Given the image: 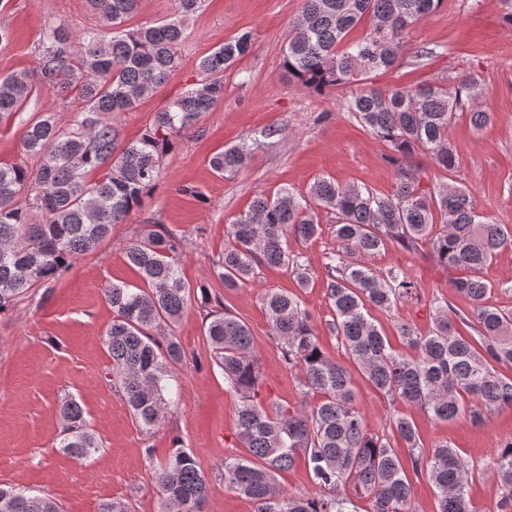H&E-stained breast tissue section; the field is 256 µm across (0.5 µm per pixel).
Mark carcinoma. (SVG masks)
<instances>
[{"label":"carcinoma","mask_w":512,"mask_h":512,"mask_svg":"<svg viewBox=\"0 0 512 512\" xmlns=\"http://www.w3.org/2000/svg\"><path fill=\"white\" fill-rule=\"evenodd\" d=\"M140 2L89 0L98 25L79 34L64 25L46 29L35 76L19 71L0 77V122L24 111L37 87L79 104L67 125L50 112L28 120L22 151L34 166L0 163V313L93 251L113 225L126 221L156 186L163 157L177 138L224 99V71L252 47L251 35L244 32L205 56L199 63L201 79L157 112L139 140L120 148L117 117L134 111L175 74L188 21L205 0H176L167 18L122 28ZM440 3L302 0L284 54L288 76L309 92L350 88L342 108L389 147L396 190L378 195L322 178L305 196L288 188L273 197L257 195L230 224L224 253L213 268L229 290L248 284L260 265L284 267L304 285L312 263L288 251V235L310 240L321 230L319 211L335 215L340 250L326 257L323 268L331 330L350 362L392 399L419 406L437 420L464 416L480 426L485 411L512 408V375L494 369L512 364V310L485 302L491 288L480 276L500 253L512 250V227L480 213L471 192L455 181L421 191L414 169L404 164L421 151L438 167L457 172L448 128L463 111V99L478 96V79L465 76L453 87L387 90L364 84L367 74L399 65L406 31ZM365 17L371 19L369 33L345 42ZM467 116L476 131L491 121V113L477 107ZM248 156L247 146H231L215 154L210 167L220 176L234 174ZM437 211L444 229L435 233ZM423 239L442 266L459 272L452 288L470 310L454 312L447 300L437 299L431 331L422 335L399 325L400 336L414 351L408 356L390 346L369 309L392 308L412 295L414 284L400 268L377 274L367 259L390 244L410 250ZM184 246V238L168 230L130 243L126 257L143 286L114 283L105 291L113 313L103 336L112 359V388L145 432L160 426L175 403L169 373L182 362L184 350L172 328L190 295L180 275ZM261 304L271 340L289 368L298 370L300 384L321 395V401L290 408L259 399L261 364L250 328L228 313L210 312L213 361L238 396L237 439L246 450L224 458L226 488L249 499L255 512H358L359 499L369 503L368 512H410L412 484L402 459L389 440L368 429L355 405L353 372L321 350L301 298L269 289ZM456 321L475 335L461 333ZM162 327L170 331L160 341L153 331ZM59 412L60 447L78 459L98 452L101 443L81 404L67 396ZM392 428L408 449L413 473L437 489L438 512H475L467 492L469 466L457 451L441 445L426 457L416 454L414 421L400 416ZM299 460L319 493L281 491L278 473ZM490 471L501 512H512V439L499 448ZM152 479L161 492L162 512H205L210 482L191 453L177 449ZM2 502L12 504L10 512H60L50 496L36 490L0 485Z\"/></svg>","instance_id":"carcinoma-1"}]
</instances>
